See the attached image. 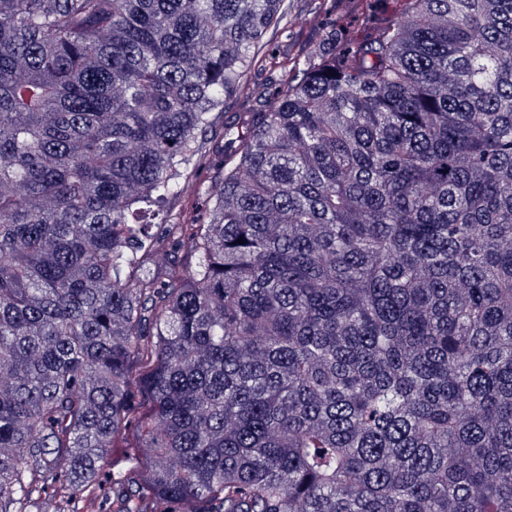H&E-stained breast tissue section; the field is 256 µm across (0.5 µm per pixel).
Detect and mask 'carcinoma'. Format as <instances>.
Here are the masks:
<instances>
[{
    "label": "carcinoma",
    "mask_w": 512,
    "mask_h": 512,
    "mask_svg": "<svg viewBox=\"0 0 512 512\" xmlns=\"http://www.w3.org/2000/svg\"><path fill=\"white\" fill-rule=\"evenodd\" d=\"M339 2L0 0V512H512V0ZM315 1L287 0V29L274 28L270 32V41L282 49L288 43L315 44L320 36L322 16Z\"/></svg>",
    "instance_id": "1"
}]
</instances>
